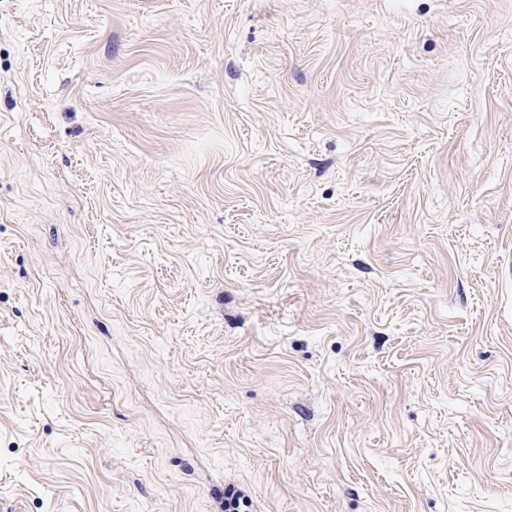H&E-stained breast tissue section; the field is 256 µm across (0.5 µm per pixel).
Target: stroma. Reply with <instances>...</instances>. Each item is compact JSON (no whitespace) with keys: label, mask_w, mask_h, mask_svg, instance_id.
<instances>
[{"label":"stroma","mask_w":512,"mask_h":512,"mask_svg":"<svg viewBox=\"0 0 512 512\" xmlns=\"http://www.w3.org/2000/svg\"><path fill=\"white\" fill-rule=\"evenodd\" d=\"M512 512V0H0V512Z\"/></svg>","instance_id":"35a3bbf8"}]
</instances>
